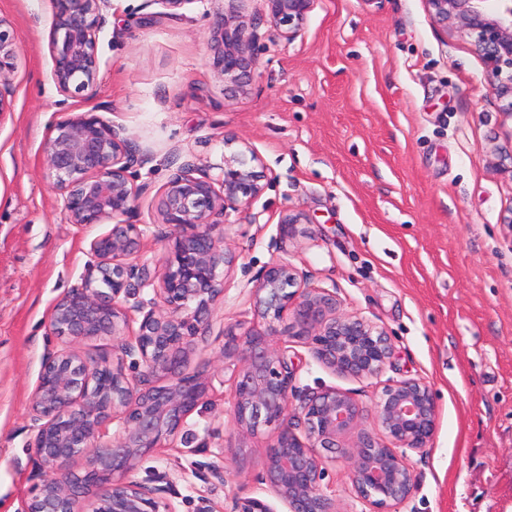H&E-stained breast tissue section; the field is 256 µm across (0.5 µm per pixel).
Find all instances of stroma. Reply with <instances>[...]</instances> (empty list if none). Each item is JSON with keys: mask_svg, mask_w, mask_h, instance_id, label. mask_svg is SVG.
Segmentation results:
<instances>
[{"mask_svg": "<svg viewBox=\"0 0 512 512\" xmlns=\"http://www.w3.org/2000/svg\"><path fill=\"white\" fill-rule=\"evenodd\" d=\"M51 0H0L18 54L12 108L0 114V512H24L37 479L32 394L60 340L56 302L93 263L109 224L65 218L43 164L51 126L96 110L145 154L131 217L140 258L162 269L167 245L157 196L186 160L222 165L228 148L259 158L266 178L222 228L236 254L210 332L185 372L212 387L173 447L144 456L131 479L163 486L175 512H233L259 494L276 427L241 440L228 426L225 327L265 330L254 277L288 258L347 312L383 326L393 343L386 378L427 381L440 419L433 444L409 452L415 477L396 512H512V118L489 91L470 39L444 30L425 0H316L291 41L265 0H112L97 34L92 99L52 80ZM223 12L257 27L260 64L245 91L217 72ZM303 214L281 228L282 217ZM297 389L336 387L370 405L375 381L344 378L307 347L286 354Z\"/></svg>", "mask_w": 512, "mask_h": 512, "instance_id": "35a3bbf8", "label": "stroma"}]
</instances>
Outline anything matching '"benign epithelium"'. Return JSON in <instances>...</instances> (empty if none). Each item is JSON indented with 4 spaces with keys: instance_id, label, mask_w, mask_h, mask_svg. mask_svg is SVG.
<instances>
[{
    "instance_id": "benign-epithelium-1",
    "label": "benign epithelium",
    "mask_w": 512,
    "mask_h": 512,
    "mask_svg": "<svg viewBox=\"0 0 512 512\" xmlns=\"http://www.w3.org/2000/svg\"><path fill=\"white\" fill-rule=\"evenodd\" d=\"M270 23L288 41L301 30L315 0H266ZM434 21L455 27L473 42L488 69L491 92L512 116V0H426ZM49 52L52 78L60 91L91 98L99 74L96 36L110 0H52ZM214 66L243 87L259 63L257 36L234 15L221 17ZM17 68L10 24L0 17V113L11 110L9 78ZM53 187L64 195L72 224L112 228L90 242L96 258L81 284L54 306L51 325L68 340L46 356L33 392L34 453L39 483L27 512H173L162 489L127 478L138 460L178 437L186 419L211 388L204 372L181 368L211 325L224 295L226 251L218 218L249 206L264 179L256 155H224L217 177L190 161L179 165L158 207L171 242L161 273L132 263L142 230L128 221L143 189L130 170L144 158L127 138L96 113H70L50 129L43 147ZM152 290L148 302L132 307L120 295ZM254 312L264 332L224 329V369L230 372L229 426L239 436L276 425L260 477L264 495L236 501L235 512H275L269 498L288 512H340L324 487L325 453L349 464L348 479L362 512H394L411 495L414 476L406 451L431 447L439 405L422 379L387 380L371 407L338 388L299 391L294 373L274 337L302 343L312 357L345 377L379 379L393 355L386 331L375 321L341 310L336 294L310 286L288 260L271 262L254 279ZM142 314L138 328L135 317ZM110 336L116 348L138 356L135 372L122 362L83 359L73 344ZM373 431L362 427L366 414ZM119 417L121 431L108 436ZM357 432L348 446L344 439ZM91 453L87 470H73Z\"/></svg>"
}]
</instances>
